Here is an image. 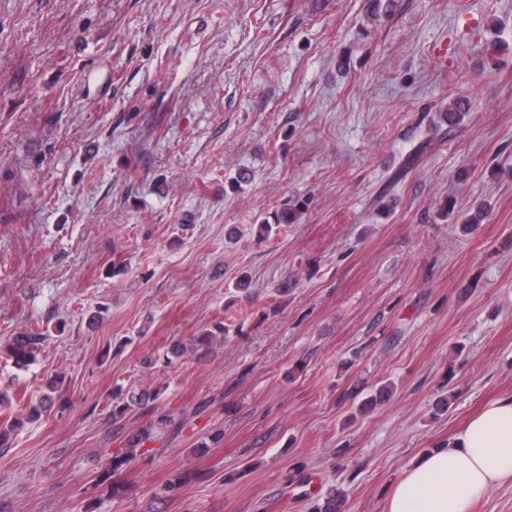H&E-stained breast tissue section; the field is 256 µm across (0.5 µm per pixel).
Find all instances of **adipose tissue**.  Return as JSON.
<instances>
[{"mask_svg": "<svg viewBox=\"0 0 512 512\" xmlns=\"http://www.w3.org/2000/svg\"><path fill=\"white\" fill-rule=\"evenodd\" d=\"M512 483V393L470 418L448 445L404 469L384 512H471L493 488Z\"/></svg>", "mask_w": 512, "mask_h": 512, "instance_id": "obj_1", "label": "adipose tissue"}]
</instances>
